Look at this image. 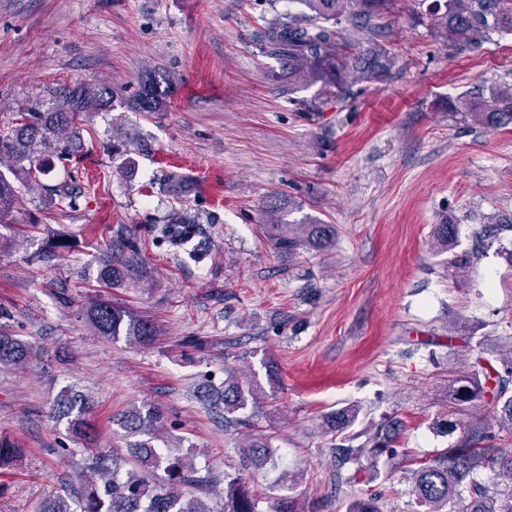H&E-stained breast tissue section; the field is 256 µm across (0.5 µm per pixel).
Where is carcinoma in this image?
I'll list each match as a JSON object with an SVG mask.
<instances>
[{"label": "carcinoma", "instance_id": "obj_1", "mask_svg": "<svg viewBox=\"0 0 512 512\" xmlns=\"http://www.w3.org/2000/svg\"><path fill=\"white\" fill-rule=\"evenodd\" d=\"M308 12L284 13L257 33L270 53L288 69L295 83L317 81L336 89L342 101L352 96L350 76L356 80L376 81L390 68L392 59L376 36L382 28L390 0H300ZM348 21L367 34L363 45H353L342 36L340 26ZM426 22L452 45L475 44L499 23L512 26V0H433ZM169 77L157 72L141 82L138 95L129 107L138 112H159L166 106L165 90ZM115 91L101 86L90 92L75 86L59 96L49 112L23 113L15 125L0 134V222L13 211L21 188L44 173V160L64 151L61 142L78 133L79 118L86 112L112 106ZM451 112H467L477 121L501 126L512 123V84L494 88L478 104L461 100L449 105ZM52 204L61 212L72 210L78 193L66 183L43 185ZM198 217L186 211H176L163 220L160 233L168 236V225L185 224L187 230L174 238L181 246L194 237ZM457 235V225L437 227L438 249L449 251ZM334 241L330 224H310L306 236L279 234L276 247L294 251L307 243L325 248ZM143 268L138 258L137 241L130 235L112 241V249L102 263L100 280L109 288L125 279L139 277ZM84 316L101 336L124 335L137 343H149L156 336L154 325L137 318L125 308L107 299L88 305ZM30 345L22 338L0 331V366L26 363ZM224 381L216 386L204 377L201 402L224 414V422H238L236 414L246 411L257 400L260 387L243 382L229 370ZM512 347L501 366L480 365L451 380L448 398L454 410L437 418L433 429L452 435L460 429L456 415L476 401L491 404L499 424L512 432ZM88 403L71 389L62 390L55 401L54 417L66 421L73 437L88 444L82 469L85 482L77 493L78 508L71 507V496L59 495L45 501L40 512H258V501L247 489L242 475H225L228 479L224 504L219 510L198 496L180 493L184 488L200 489L209 476L196 469L189 455L165 454L153 443L163 415L154 406H134L120 414L114 422L136 441L129 444L130 459L92 447L94 428L87 418ZM359 419V409L347 405L325 416L326 432L338 436L351 429ZM400 433L392 422L381 426L366 452L378 454L393 446ZM484 427L471 425L454 443L448 445L429 463L412 470V494L415 503L425 512H512V449L483 446ZM243 469L260 470L271 460L270 438L256 436L240 448ZM25 449L6 436H0V472L14 468L23 458ZM490 466L508 478V484L489 491L473 479L480 466ZM349 512H381L378 497L365 494L358 497Z\"/></svg>", "mask_w": 512, "mask_h": 512}]
</instances>
